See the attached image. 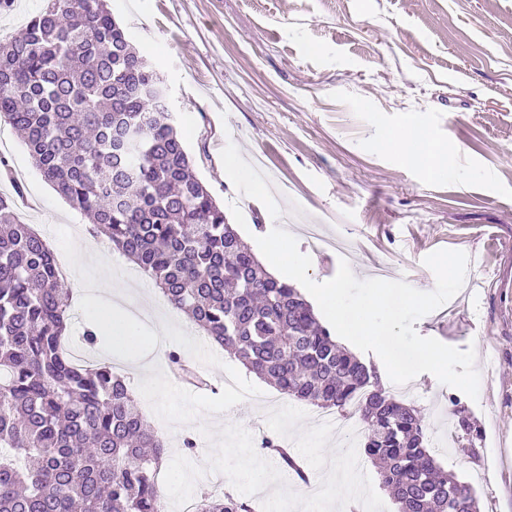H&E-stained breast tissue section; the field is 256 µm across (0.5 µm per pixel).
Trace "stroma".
Returning a JSON list of instances; mask_svg holds the SVG:
<instances>
[{
  "instance_id": "1",
  "label": "stroma",
  "mask_w": 512,
  "mask_h": 512,
  "mask_svg": "<svg viewBox=\"0 0 512 512\" xmlns=\"http://www.w3.org/2000/svg\"><path fill=\"white\" fill-rule=\"evenodd\" d=\"M132 44L163 77L195 172L246 243L290 217L309 255V276H335L347 260L360 279L403 280L423 292L436 280L424 259L441 250L468 256L461 289L415 329L459 349L474 348L477 398L424 373L410 395L382 377L424 417L442 469L474 489L479 512H512V0H107ZM421 128L447 148L453 169L430 177L376 147L386 128ZM1 152L11 179L0 194L25 199L19 212L68 266L55 230L90 238L87 218L35 167L5 120ZM272 175L264 198L253 160ZM260 393L220 414L269 434V411H321L258 381ZM139 408L168 455L197 440L193 464L209 454L197 423L170 425L146 400ZM475 426H456L454 407Z\"/></svg>"
}]
</instances>
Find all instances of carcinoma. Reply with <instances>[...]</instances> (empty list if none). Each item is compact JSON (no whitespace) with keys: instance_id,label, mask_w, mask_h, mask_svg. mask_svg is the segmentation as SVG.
<instances>
[{"instance_id":"carcinoma-1","label":"carcinoma","mask_w":512,"mask_h":512,"mask_svg":"<svg viewBox=\"0 0 512 512\" xmlns=\"http://www.w3.org/2000/svg\"><path fill=\"white\" fill-rule=\"evenodd\" d=\"M163 92L107 0H46L0 43V118L94 234L247 371L319 408L356 410L398 512H478L470 484L428 450L420 413L336 343L226 222ZM70 311L48 242L0 196V512H164L163 441L112 366L73 359ZM263 448L305 479L277 440ZM199 503L252 512L230 493Z\"/></svg>"}]
</instances>
